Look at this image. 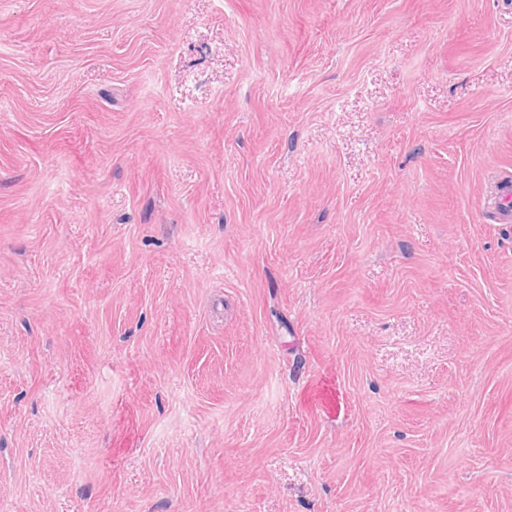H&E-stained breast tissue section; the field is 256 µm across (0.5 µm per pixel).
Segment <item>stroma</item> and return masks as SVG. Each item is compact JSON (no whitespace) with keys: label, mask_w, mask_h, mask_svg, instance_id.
I'll list each match as a JSON object with an SVG mask.
<instances>
[{"label":"stroma","mask_w":512,"mask_h":512,"mask_svg":"<svg viewBox=\"0 0 512 512\" xmlns=\"http://www.w3.org/2000/svg\"><path fill=\"white\" fill-rule=\"evenodd\" d=\"M512 0H0V512H512ZM491 205L494 214L502 224L512 223V182H500L495 186L491 197Z\"/></svg>","instance_id":"35a3bbf8"}]
</instances>
